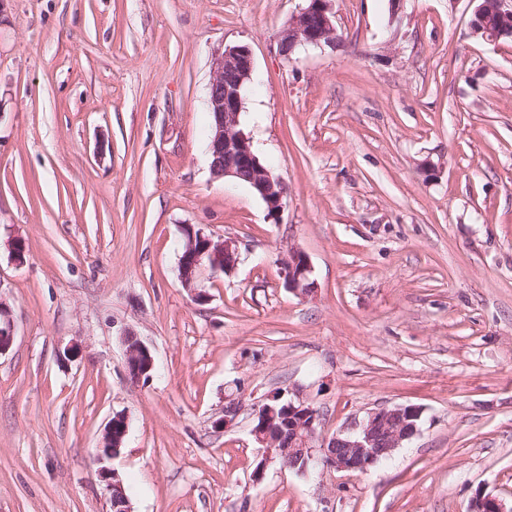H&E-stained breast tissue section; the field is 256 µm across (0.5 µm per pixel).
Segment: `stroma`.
<instances>
[{
  "instance_id": "obj_1",
  "label": "stroma",
  "mask_w": 512,
  "mask_h": 512,
  "mask_svg": "<svg viewBox=\"0 0 512 512\" xmlns=\"http://www.w3.org/2000/svg\"><path fill=\"white\" fill-rule=\"evenodd\" d=\"M302 5L0 6V512H110L103 467L132 512L512 505V39L473 34L475 0H334L336 44L286 59ZM236 44L241 127L287 187L276 220L210 172L212 56ZM187 224L240 247L202 303L179 275ZM292 247L312 294L280 274ZM130 331L155 361L140 382ZM275 391L325 440L398 405L420 432L364 473L271 464L257 483L253 406ZM129 335V336H128ZM127 336L134 341H139L138 336L133 332L124 334L123 342L126 351V369L129 377L134 381L148 379L154 368V357L150 349L142 342L137 345L131 344ZM141 341V340H140ZM127 432V422L122 415L113 417L105 430L103 437V445L100 447L102 457H116L119 455L123 439Z\"/></svg>"
}]
</instances>
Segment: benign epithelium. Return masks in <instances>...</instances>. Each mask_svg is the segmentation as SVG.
I'll list each match as a JSON object with an SVG mask.
<instances>
[{
  "label": "benign epithelium",
  "instance_id": "1",
  "mask_svg": "<svg viewBox=\"0 0 512 512\" xmlns=\"http://www.w3.org/2000/svg\"><path fill=\"white\" fill-rule=\"evenodd\" d=\"M473 33L487 41L512 37V0H482L472 20ZM337 30L333 0H306V5L288 20L280 32L278 47L287 57L300 47L336 44ZM213 75L208 88V112L212 117L209 141L210 169L217 179H230L246 184L265 204L267 215L279 217L287 195L284 181L265 166L257 155L251 137L240 127V113L244 93L252 80L254 62L249 46H227L215 53ZM184 244L179 258V275L185 288L195 301L204 302L207 293L197 288L200 274L209 269L214 273H230L239 262L236 241L228 238L214 239L192 225L183 227ZM311 266L308 256L292 248L281 259V275L288 288L307 295L315 289L310 279ZM13 342V324L9 311L0 302V355L9 350ZM126 351V369L129 377L140 381L150 377L154 357L144 344H131L123 338ZM284 393L273 392L254 405L255 424L251 429L255 441L262 448V458L253 475L254 482L262 480L268 464L282 459L281 467L295 468L302 465L305 473L314 460L315 442L319 439L317 412L304 402L287 401L288 446H278L270 425L276 420V404ZM242 404L232 399L224 406V417L216 423L219 429L232 426ZM420 411L413 405H400L379 409L367 417L336 432L323 449L322 462L339 471L364 472L380 460L390 456L403 442L419 432ZM127 432L126 419L113 417L105 430L100 454L103 457L119 455ZM467 512H508L501 500L478 492L470 502Z\"/></svg>",
  "mask_w": 512,
  "mask_h": 512
}]
</instances>
